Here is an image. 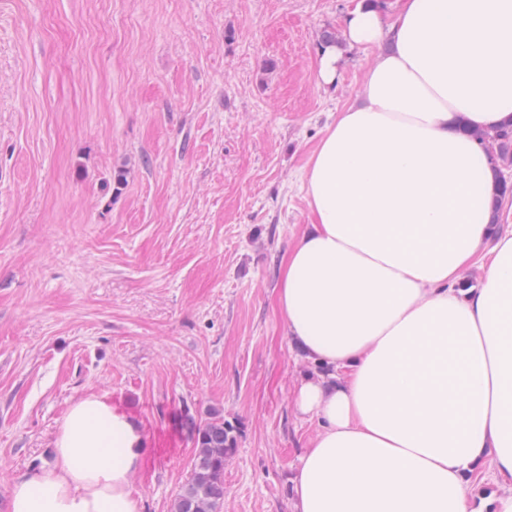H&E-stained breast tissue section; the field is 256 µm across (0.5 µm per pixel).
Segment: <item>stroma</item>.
<instances>
[{"label":"stroma","instance_id":"1","mask_svg":"<svg viewBox=\"0 0 512 512\" xmlns=\"http://www.w3.org/2000/svg\"><path fill=\"white\" fill-rule=\"evenodd\" d=\"M355 3L0 0V512L90 393L143 428V512L190 477L188 412L239 429L221 512H290L317 367L277 291L308 158L381 52L320 79Z\"/></svg>","mask_w":512,"mask_h":512}]
</instances>
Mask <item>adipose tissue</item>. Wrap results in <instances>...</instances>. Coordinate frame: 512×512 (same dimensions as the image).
Masks as SVG:
<instances>
[{
	"label": "adipose tissue",
	"instance_id": "adipose-tissue-1",
	"mask_svg": "<svg viewBox=\"0 0 512 512\" xmlns=\"http://www.w3.org/2000/svg\"><path fill=\"white\" fill-rule=\"evenodd\" d=\"M357 0L341 44L389 41L363 101L338 113L305 171L312 224L277 302L317 365L295 393L320 430L290 480L291 512H512V230L465 129L512 124V0ZM481 265L477 283L461 273ZM146 453L105 395L65 413L51 463L12 484L8 512H142Z\"/></svg>",
	"mask_w": 512,
	"mask_h": 512
}]
</instances>
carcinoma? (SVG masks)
I'll use <instances>...</instances> for the list:
<instances>
[{
  "instance_id": "1",
  "label": "carcinoma",
  "mask_w": 512,
  "mask_h": 512,
  "mask_svg": "<svg viewBox=\"0 0 512 512\" xmlns=\"http://www.w3.org/2000/svg\"><path fill=\"white\" fill-rule=\"evenodd\" d=\"M473 137L487 152L490 165L497 173V194L491 223H499V211L504 201L512 200V182L502 176L512 168V126L494 132L477 131ZM195 447L190 479L173 504V512H219L224 501V463L237 447L238 428L214 415L193 425Z\"/></svg>"
}]
</instances>
